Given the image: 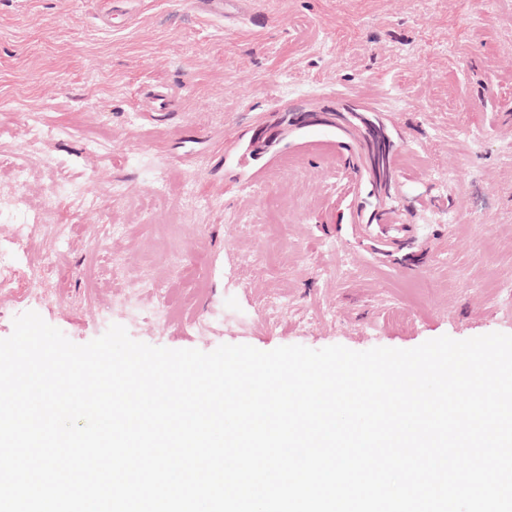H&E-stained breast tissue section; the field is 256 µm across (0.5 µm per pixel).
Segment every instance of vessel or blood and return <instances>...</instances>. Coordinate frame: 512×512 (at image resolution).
<instances>
[{
  "mask_svg": "<svg viewBox=\"0 0 512 512\" xmlns=\"http://www.w3.org/2000/svg\"><path fill=\"white\" fill-rule=\"evenodd\" d=\"M364 109L374 114L373 122L345 127L340 115L329 109L294 113L290 124L293 131L301 135L330 136L340 149L353 157L349 177L354 192L347 219L368 235L383 238L387 247L399 249L419 234L417 226L406 223L395 204L400 185L396 166L399 132L389 115L378 111L375 104L366 103Z\"/></svg>",
  "mask_w": 512,
  "mask_h": 512,
  "instance_id": "vessel-or-blood-1",
  "label": "vessel or blood"
}]
</instances>
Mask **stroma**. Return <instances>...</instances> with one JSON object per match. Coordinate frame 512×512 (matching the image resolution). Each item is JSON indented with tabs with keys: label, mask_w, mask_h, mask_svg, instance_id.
<instances>
[{
	"label": "stroma",
	"mask_w": 512,
	"mask_h": 512,
	"mask_svg": "<svg viewBox=\"0 0 512 512\" xmlns=\"http://www.w3.org/2000/svg\"><path fill=\"white\" fill-rule=\"evenodd\" d=\"M247 9L221 20L195 0H0V205L29 200L24 217L0 216V250L15 252L0 339L30 310L77 344L119 324L204 352L512 334V0ZM157 84L176 101L154 122ZM365 99L404 137L397 204L422 231L409 256L341 221L345 162L323 139L282 135L264 179L246 180L263 121ZM57 181L81 195L49 198ZM50 251L60 271L27 279ZM161 302L174 308L162 323Z\"/></svg>",
	"instance_id": "obj_1"
}]
</instances>
